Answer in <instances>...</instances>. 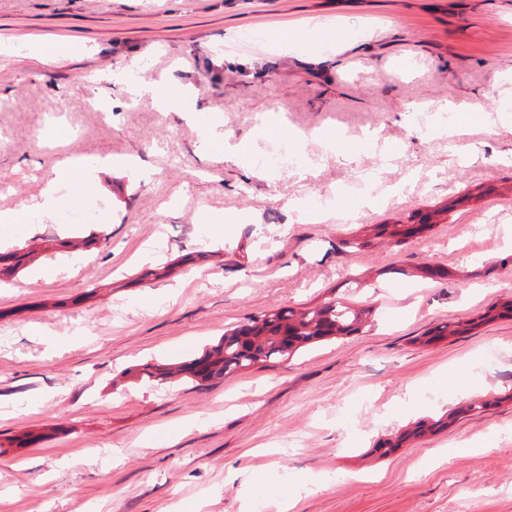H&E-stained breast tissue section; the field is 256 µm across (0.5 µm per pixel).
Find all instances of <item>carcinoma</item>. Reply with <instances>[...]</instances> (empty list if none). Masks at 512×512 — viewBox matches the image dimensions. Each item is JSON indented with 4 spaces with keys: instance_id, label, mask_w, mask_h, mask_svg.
I'll return each mask as SVG.
<instances>
[{
    "instance_id": "cac0c4a2",
    "label": "carcinoma",
    "mask_w": 512,
    "mask_h": 512,
    "mask_svg": "<svg viewBox=\"0 0 512 512\" xmlns=\"http://www.w3.org/2000/svg\"><path fill=\"white\" fill-rule=\"evenodd\" d=\"M25 255L18 251L0 255V272L16 270ZM512 313V299L494 304L478 316V321L488 322ZM375 314L371 305L349 306L341 301L328 300L296 311L276 308L254 317L249 323L224 332L217 344L207 348L200 356L172 365H151L142 374L160 380L173 378L191 380L199 385L221 382L225 378L271 360H287L300 349L327 340L359 332ZM476 321V322H478ZM476 322H441L427 331L418 341L429 345L438 340L458 336L470 331ZM448 426L440 418L429 427H416L383 444L384 453L400 446L409 436L427 430Z\"/></svg>"
}]
</instances>
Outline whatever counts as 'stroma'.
<instances>
[{
    "mask_svg": "<svg viewBox=\"0 0 512 512\" xmlns=\"http://www.w3.org/2000/svg\"><path fill=\"white\" fill-rule=\"evenodd\" d=\"M0 41V210L35 204L62 157L137 162L94 172L80 202L101 223L0 236L37 247L0 278V442L28 441L0 455V512H279L287 494L293 512H512V319L418 342L512 298V133L444 108L512 123V0H0ZM131 62L134 81L111 77ZM164 80L193 91L189 111L134 92ZM366 170L374 193L337 197ZM432 211L401 245H342ZM333 297L375 308L363 333L204 386L127 374ZM453 111L459 112L460 121L462 119L464 122L478 121L480 125L487 127L491 133H498L496 129L498 127H494L491 122L487 121L486 111L480 105L462 102L455 105ZM478 323L475 320L463 322H441L418 338L420 344L429 345L438 340L458 336L470 331Z\"/></svg>",
    "mask_w": 512,
    "mask_h": 512,
    "instance_id": "1",
    "label": "stroma"
}]
</instances>
